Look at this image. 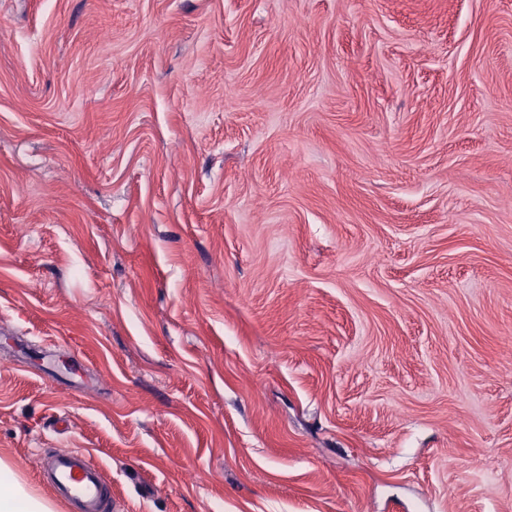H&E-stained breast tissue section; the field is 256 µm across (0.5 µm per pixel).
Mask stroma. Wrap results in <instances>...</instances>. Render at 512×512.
Masks as SVG:
<instances>
[{"label": "stroma", "instance_id": "stroma-1", "mask_svg": "<svg viewBox=\"0 0 512 512\" xmlns=\"http://www.w3.org/2000/svg\"><path fill=\"white\" fill-rule=\"evenodd\" d=\"M510 336L512 0H0L35 494L82 448L116 512H512Z\"/></svg>", "mask_w": 512, "mask_h": 512}]
</instances>
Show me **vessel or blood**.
Returning a JSON list of instances; mask_svg holds the SVG:
<instances>
[{
    "label": "vessel or blood",
    "instance_id": "obj_1",
    "mask_svg": "<svg viewBox=\"0 0 512 512\" xmlns=\"http://www.w3.org/2000/svg\"><path fill=\"white\" fill-rule=\"evenodd\" d=\"M42 480L70 512H112L103 469L86 450L56 449L51 461L36 458Z\"/></svg>",
    "mask_w": 512,
    "mask_h": 512
}]
</instances>
